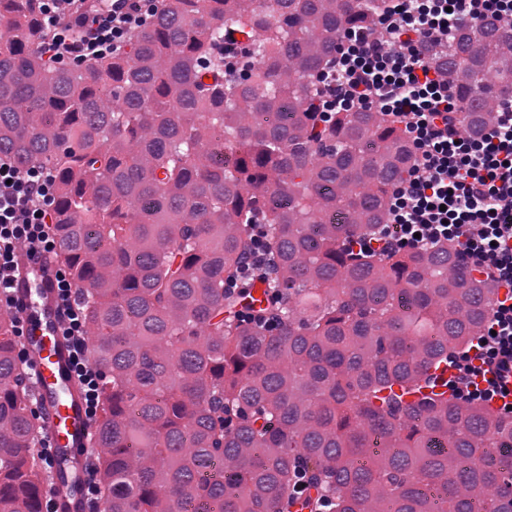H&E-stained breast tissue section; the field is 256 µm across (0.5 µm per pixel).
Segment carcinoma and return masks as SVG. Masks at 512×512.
<instances>
[{
    "mask_svg": "<svg viewBox=\"0 0 512 512\" xmlns=\"http://www.w3.org/2000/svg\"><path fill=\"white\" fill-rule=\"evenodd\" d=\"M383 9L159 0L122 50L73 65L39 52L37 0H0V153L55 180L53 253L101 374L107 512H512L490 510L512 420L448 395V357L483 334L495 283L451 241L376 243L410 144L384 112L322 114L340 34L377 31ZM427 59L459 101L448 125L479 135L512 96V10ZM252 224L272 330L230 285ZM39 437L0 310V512H44Z\"/></svg>",
    "mask_w": 512,
    "mask_h": 512,
    "instance_id": "1",
    "label": "carcinoma"
}]
</instances>
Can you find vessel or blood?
Returning a JSON list of instances; mask_svg holds the SVG:
<instances>
[{
  "label": "vessel or blood",
  "mask_w": 512,
  "mask_h": 512,
  "mask_svg": "<svg viewBox=\"0 0 512 512\" xmlns=\"http://www.w3.org/2000/svg\"><path fill=\"white\" fill-rule=\"evenodd\" d=\"M59 272L53 254L31 256L19 251L11 296L21 319V343L38 422L50 444L52 507L54 512H83L92 426L84 391L74 374L72 346L63 333Z\"/></svg>",
  "instance_id": "b4317fda"
}]
</instances>
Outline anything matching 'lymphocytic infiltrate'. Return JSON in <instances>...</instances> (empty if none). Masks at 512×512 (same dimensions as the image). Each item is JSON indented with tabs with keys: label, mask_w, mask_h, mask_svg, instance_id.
<instances>
[{
	"label": "lymphocytic infiltrate",
	"mask_w": 512,
	"mask_h": 512,
	"mask_svg": "<svg viewBox=\"0 0 512 512\" xmlns=\"http://www.w3.org/2000/svg\"><path fill=\"white\" fill-rule=\"evenodd\" d=\"M47 32L42 52L52 60L95 61L114 53L151 12L157 0H121L103 12L83 9L84 0H40ZM512 0H389L377 25L383 39L347 30L336 59L320 83L326 111L389 109L409 141L414 163L409 177L390 192L386 246L402 250L457 242L470 267L505 287L487 332L451 360L455 393L490 400L512 390V99L500 103L480 136L448 130L455 97L426 60L427 42L447 40L461 22L496 17ZM54 182L34 167L0 155V303H10L6 277L15 250L53 249ZM65 332L73 344V367L96 414L99 375L89 357L79 292L59 276Z\"/></svg>",
	"instance_id": "lymphocytic-infiltrate-1"
}]
</instances>
